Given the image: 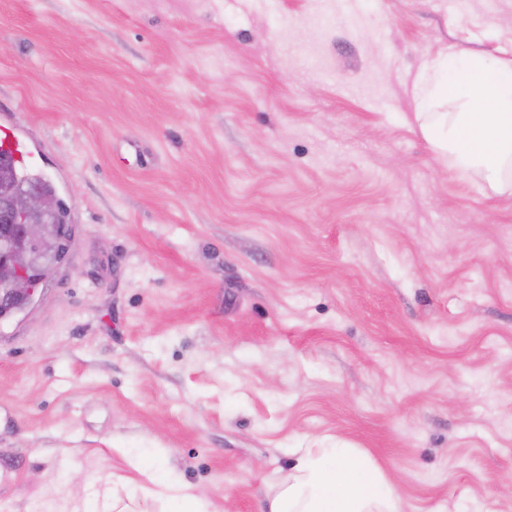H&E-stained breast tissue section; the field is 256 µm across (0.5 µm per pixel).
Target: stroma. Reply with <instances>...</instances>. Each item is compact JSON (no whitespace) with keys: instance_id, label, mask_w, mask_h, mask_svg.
Listing matches in <instances>:
<instances>
[{"instance_id":"35a3bbf8","label":"stroma","mask_w":512,"mask_h":512,"mask_svg":"<svg viewBox=\"0 0 512 512\" xmlns=\"http://www.w3.org/2000/svg\"><path fill=\"white\" fill-rule=\"evenodd\" d=\"M449 44L512 56V0H0V121L70 228L0 321V512L114 474L261 512L333 446L404 512H512V192L410 93Z\"/></svg>"}]
</instances>
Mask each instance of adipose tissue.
<instances>
[{
  "label": "adipose tissue",
  "instance_id": "obj_1",
  "mask_svg": "<svg viewBox=\"0 0 512 512\" xmlns=\"http://www.w3.org/2000/svg\"><path fill=\"white\" fill-rule=\"evenodd\" d=\"M263 512H402L397 487L357 448H296Z\"/></svg>",
  "mask_w": 512,
  "mask_h": 512
}]
</instances>
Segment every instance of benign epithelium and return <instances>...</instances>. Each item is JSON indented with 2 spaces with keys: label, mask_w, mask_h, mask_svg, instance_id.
Listing matches in <instances>:
<instances>
[{
  "label": "benign epithelium",
  "mask_w": 512,
  "mask_h": 512,
  "mask_svg": "<svg viewBox=\"0 0 512 512\" xmlns=\"http://www.w3.org/2000/svg\"><path fill=\"white\" fill-rule=\"evenodd\" d=\"M55 196L28 193L0 198V312L11 315L27 308L38 287L19 263L20 251L50 253L59 259L66 234L45 224H21L19 217L34 218L60 207Z\"/></svg>",
  "instance_id": "7a95c632"
}]
</instances>
